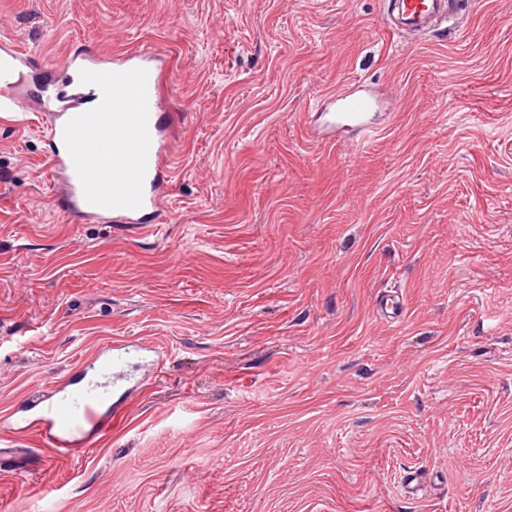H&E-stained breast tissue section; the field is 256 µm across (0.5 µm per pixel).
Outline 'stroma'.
Returning a JSON list of instances; mask_svg holds the SVG:
<instances>
[{"mask_svg":"<svg viewBox=\"0 0 512 512\" xmlns=\"http://www.w3.org/2000/svg\"><path fill=\"white\" fill-rule=\"evenodd\" d=\"M1 33L154 47L175 162L157 224L72 223L0 112V413L108 340L163 353L82 456L0 439V512H512V0L420 37L382 0H0ZM358 84L372 132L314 137ZM375 311L380 317L400 319L404 312L403 302L397 296L380 291L375 299Z\"/></svg>","mask_w":512,"mask_h":512,"instance_id":"1","label":"stroma"}]
</instances>
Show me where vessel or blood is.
<instances>
[{
    "label": "vessel or blood",
    "mask_w": 512,
    "mask_h": 512,
    "mask_svg": "<svg viewBox=\"0 0 512 512\" xmlns=\"http://www.w3.org/2000/svg\"><path fill=\"white\" fill-rule=\"evenodd\" d=\"M455 0H387L389 33L422 34L450 18ZM157 54L143 48L110 60L92 48L72 49L35 71V58L0 38V112L28 104L41 112L53 208L74 222L146 229L158 221L168 193L174 145L157 92ZM329 127L366 124L375 100L356 91L329 99ZM377 315L401 318L399 297L375 299ZM131 345L98 346L90 364L27 397L8 432H36L53 455L69 456L111 430L119 413L113 394L131 397L126 369Z\"/></svg>",
    "instance_id": "b4317fda"
}]
</instances>
